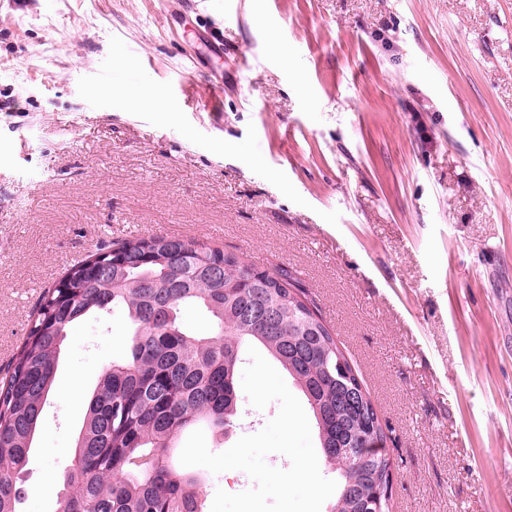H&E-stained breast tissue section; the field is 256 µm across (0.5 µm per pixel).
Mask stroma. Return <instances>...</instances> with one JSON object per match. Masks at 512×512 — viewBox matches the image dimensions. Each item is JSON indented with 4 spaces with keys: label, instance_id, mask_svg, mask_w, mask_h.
Here are the masks:
<instances>
[{
    "label": "stroma",
    "instance_id": "1",
    "mask_svg": "<svg viewBox=\"0 0 512 512\" xmlns=\"http://www.w3.org/2000/svg\"><path fill=\"white\" fill-rule=\"evenodd\" d=\"M151 235L296 272L392 430L390 512H512V0H0V369ZM128 339L72 326L22 512Z\"/></svg>",
    "mask_w": 512,
    "mask_h": 512
}]
</instances>
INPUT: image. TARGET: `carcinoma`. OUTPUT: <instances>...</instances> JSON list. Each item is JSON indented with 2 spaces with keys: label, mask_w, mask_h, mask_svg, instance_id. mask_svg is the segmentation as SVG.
Here are the masks:
<instances>
[{
  "label": "carcinoma",
  "mask_w": 512,
  "mask_h": 512,
  "mask_svg": "<svg viewBox=\"0 0 512 512\" xmlns=\"http://www.w3.org/2000/svg\"><path fill=\"white\" fill-rule=\"evenodd\" d=\"M202 310L208 333L183 320ZM121 312L126 354L86 401L59 512H205V477L174 460L177 439L203 424L238 426L236 377L245 349L262 346L288 374L313 417L336 476L326 512H389L384 428L356 367L314 301L285 267L261 270L233 252L167 236L105 245L44 290L27 335L0 377V512H19L20 476L49 402L72 325ZM362 389L349 406L348 390Z\"/></svg>",
  "instance_id": "carcinoma-1"
}]
</instances>
